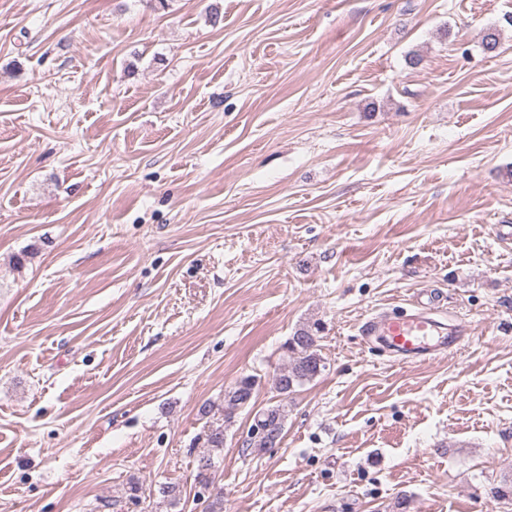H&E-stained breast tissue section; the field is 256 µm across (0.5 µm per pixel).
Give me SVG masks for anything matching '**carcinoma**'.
<instances>
[{
	"label": "carcinoma",
	"instance_id": "cac0c4a2",
	"mask_svg": "<svg viewBox=\"0 0 512 512\" xmlns=\"http://www.w3.org/2000/svg\"><path fill=\"white\" fill-rule=\"evenodd\" d=\"M286 365L276 374L274 387L283 398L296 391V388L314 380L325 369V363L317 348L316 336L310 328H301L283 344ZM260 385L255 375L241 377L228 390L224 391V408L231 414L236 408L248 405ZM288 416L286 405L280 403L261 411L254 420L246 445L249 448H267L271 436H282ZM214 467L212 456L199 460V477L203 487L209 490L206 512H224V492L213 486L206 471Z\"/></svg>",
	"mask_w": 512,
	"mask_h": 512
}]
</instances>
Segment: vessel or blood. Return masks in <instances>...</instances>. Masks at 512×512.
Returning a JSON list of instances; mask_svg holds the SVG:
<instances>
[{"label":"vessel or blood","mask_w":512,"mask_h":512,"mask_svg":"<svg viewBox=\"0 0 512 512\" xmlns=\"http://www.w3.org/2000/svg\"><path fill=\"white\" fill-rule=\"evenodd\" d=\"M431 306L411 314L371 316L361 324L363 335L410 362H426L457 348L469 333L468 324L441 325Z\"/></svg>","instance_id":"b4317fda"}]
</instances>
